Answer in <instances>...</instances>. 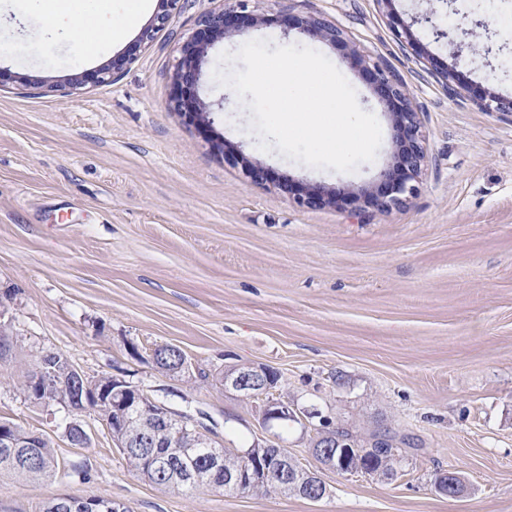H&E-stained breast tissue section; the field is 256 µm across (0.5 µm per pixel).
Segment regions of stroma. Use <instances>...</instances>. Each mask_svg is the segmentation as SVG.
<instances>
[{"label":"stroma","mask_w":512,"mask_h":512,"mask_svg":"<svg viewBox=\"0 0 512 512\" xmlns=\"http://www.w3.org/2000/svg\"><path fill=\"white\" fill-rule=\"evenodd\" d=\"M0 12V319L13 348L0 361V417L42 433L55 472L29 480L0 472V512H38L59 495L99 497L128 512H512V115L487 112L456 85L512 97V28L492 25L482 54L458 34L413 24L426 13L483 17V0H249L271 23L214 43L199 97L213 129L172 108L178 42L198 19L237 0H181L168 27L137 46L159 10L149 0L122 38L96 53L50 33L31 0ZM327 20L345 41H311L374 113L382 141L373 162L350 173L316 169L260 150L253 113L214 71L223 52L265 39L293 44L291 16ZM107 83L71 86L123 54ZM382 61L420 114L427 160L417 193L379 212L351 205L308 208L295 188L369 189L393 156L386 106L361 60ZM266 169L252 182L214 140ZM161 345L185 354L188 373L160 372ZM63 354L86 377L112 376L191 419L227 448L279 446L327 486L317 501L219 489L178 494L130 468L92 412L35 404L22 388L35 355ZM276 371V400L300 422L262 425L257 402L224 389L238 364ZM361 441L375 432L398 445L394 477L320 470L311 437L322 420ZM89 442L72 445L69 423ZM455 471L467 490L439 495L436 473Z\"/></svg>","instance_id":"1"}]
</instances>
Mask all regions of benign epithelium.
I'll list each match as a JSON object with an SVG mask.
<instances>
[{
  "label": "benign epithelium",
  "mask_w": 512,
  "mask_h": 512,
  "mask_svg": "<svg viewBox=\"0 0 512 512\" xmlns=\"http://www.w3.org/2000/svg\"><path fill=\"white\" fill-rule=\"evenodd\" d=\"M181 0H162L165 9L156 16L152 25L146 27L141 35V43L147 44L154 35L164 30L169 23L171 12L178 9ZM270 22L264 16L254 15L242 6L240 9H214L198 21L197 31L180 43L173 80L175 85L173 104L186 121L201 127H210V119L202 104L197 100L194 86L201 72L207 47L217 39L229 38L238 30L250 25ZM289 28L306 38H318L331 43L344 42L343 32L327 21L313 17L291 16ZM366 78L377 98L386 105L391 114L394 131V160L380 170L370 191L364 195L354 193L348 188L326 189L321 186L301 187L295 193L298 203L308 208L334 207L343 202L371 207L384 212L400 207L417 191V178L426 159V147L421 131L419 112L414 107L406 86L396 79L383 64L378 61L359 60ZM477 105L489 112L512 113V98H504L493 92L485 91L472 94ZM75 400L98 405H107L121 411L140 407L145 396L135 391L131 394L125 389L112 390L98 387V382L88 380L81 372H75L72 382ZM224 389L232 390L243 397L261 400L262 425L270 429L273 422L287 417V409L271 396L269 372L264 366L250 365L237 372L233 378L225 381ZM36 435L20 440L10 427L0 426V445L13 448H29ZM323 468L338 474L349 473L348 458L320 457ZM321 476L315 472L297 473L293 481L299 490L312 492L322 488Z\"/></svg>",
  "instance_id": "7a95c632"
}]
</instances>
